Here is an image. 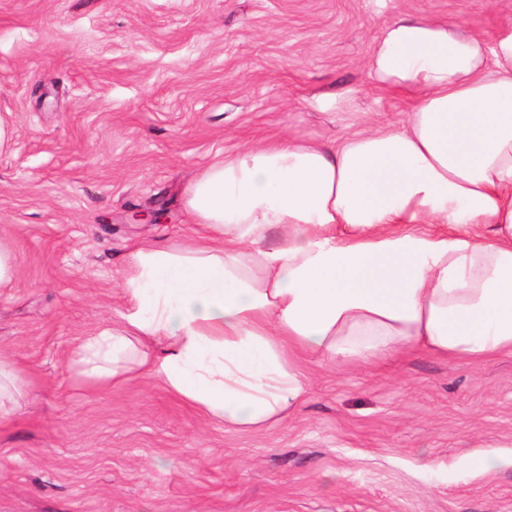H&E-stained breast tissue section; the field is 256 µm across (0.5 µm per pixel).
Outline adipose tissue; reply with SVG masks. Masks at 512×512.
<instances>
[{
	"label": "adipose tissue",
	"mask_w": 512,
	"mask_h": 512,
	"mask_svg": "<svg viewBox=\"0 0 512 512\" xmlns=\"http://www.w3.org/2000/svg\"><path fill=\"white\" fill-rule=\"evenodd\" d=\"M368 67L413 95L405 123L215 159L185 194L196 238L130 252V306L81 343L84 375L120 383L146 366L205 414L258 430L308 393L293 352L512 351V34L490 44L400 17ZM25 383L0 354L1 427Z\"/></svg>",
	"instance_id": "ef3b65f1"
}]
</instances>
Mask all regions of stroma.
Here are the masks:
<instances>
[{
  "label": "stroma",
  "mask_w": 512,
  "mask_h": 512,
  "mask_svg": "<svg viewBox=\"0 0 512 512\" xmlns=\"http://www.w3.org/2000/svg\"><path fill=\"white\" fill-rule=\"evenodd\" d=\"M401 16L492 42L512 0H0V352L29 381L0 428V512H512V466L468 457H512V353L305 356V401L257 431L149 369L76 363L127 308L130 250L195 236L185 190L215 157L402 124L410 100L366 65ZM162 203L168 223L138 221Z\"/></svg>",
  "instance_id": "1"
}]
</instances>
